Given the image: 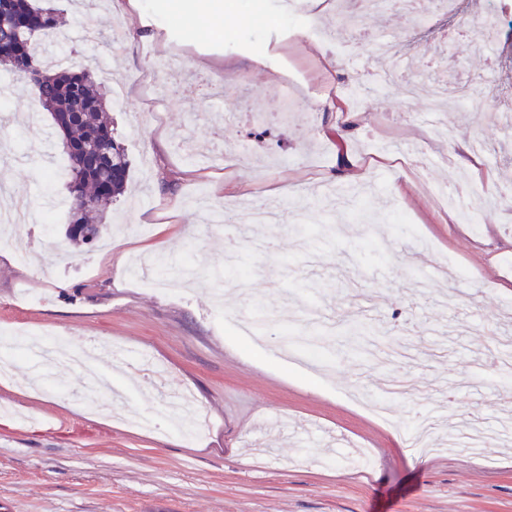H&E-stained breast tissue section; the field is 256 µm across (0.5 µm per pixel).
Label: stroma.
Listing matches in <instances>:
<instances>
[{
    "label": "stroma",
    "mask_w": 512,
    "mask_h": 512,
    "mask_svg": "<svg viewBox=\"0 0 512 512\" xmlns=\"http://www.w3.org/2000/svg\"><path fill=\"white\" fill-rule=\"evenodd\" d=\"M173 0H42L65 20L40 37L51 70L94 65L114 136L130 159L103 234L122 251L67 245L62 136L35 113V89L0 75V196L22 191L38 229L39 266L0 240V336L51 331L148 356L166 389L195 400L196 438L160 407L153 375L109 367L111 390L78 391L73 368L40 384L35 357L0 345V512H512V374L494 359L512 321V0H421L364 13L332 41H290L281 0H234L224 34L171 16ZM263 11L266 23L252 17ZM495 15L494 38L464 35L460 16ZM395 76L358 102L345 89L378 41ZM182 50L177 71L155 66ZM305 84L285 90L275 60ZM480 138L481 173L454 164L460 136ZM430 144L428 178L479 183L472 223L449 221L401 165L396 144ZM354 165L335 177L342 157ZM278 198L286 221H251L245 195ZM162 256L198 278L160 270L143 287L133 263ZM261 311L265 344L236 326ZM449 411L495 438L479 451L418 454L424 411ZM338 434L348 449L323 448Z\"/></svg>",
    "instance_id": "35a3bbf8"
}]
</instances>
